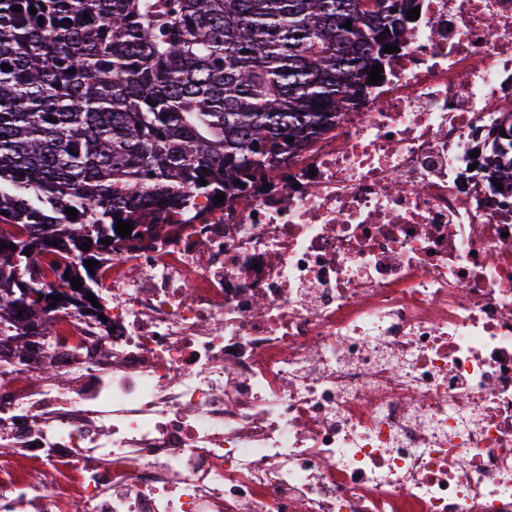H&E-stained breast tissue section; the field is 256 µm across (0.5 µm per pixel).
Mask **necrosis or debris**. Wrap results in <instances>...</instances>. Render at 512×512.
I'll list each match as a JSON object with an SVG mask.
<instances>
[{
  "label": "necrosis or debris",
  "mask_w": 512,
  "mask_h": 512,
  "mask_svg": "<svg viewBox=\"0 0 512 512\" xmlns=\"http://www.w3.org/2000/svg\"><path fill=\"white\" fill-rule=\"evenodd\" d=\"M512 0H421L373 99L123 248L112 335L0 359V512H512ZM502 129H505V132H502ZM503 133H506V136H503ZM490 137H492L489 143V149L493 155L492 161L497 164L495 166L508 169L512 163V158L507 161V156L512 151V125L499 128L491 133Z\"/></svg>",
  "instance_id": "obj_1"
}]
</instances>
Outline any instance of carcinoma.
I'll list each match as a JSON object with an SVG mask.
<instances>
[{"mask_svg":"<svg viewBox=\"0 0 512 512\" xmlns=\"http://www.w3.org/2000/svg\"><path fill=\"white\" fill-rule=\"evenodd\" d=\"M417 6L0 0V344L32 345L35 309L5 288L16 278L38 299L73 277L96 296L114 247L206 223L221 192L231 203L257 192L365 101L372 67L390 66L383 48L406 43ZM489 149L497 167L512 165V125ZM118 220L133 223L129 236Z\"/></svg>","mask_w":512,"mask_h":512,"instance_id":"obj_1","label":"carcinoma"}]
</instances>
